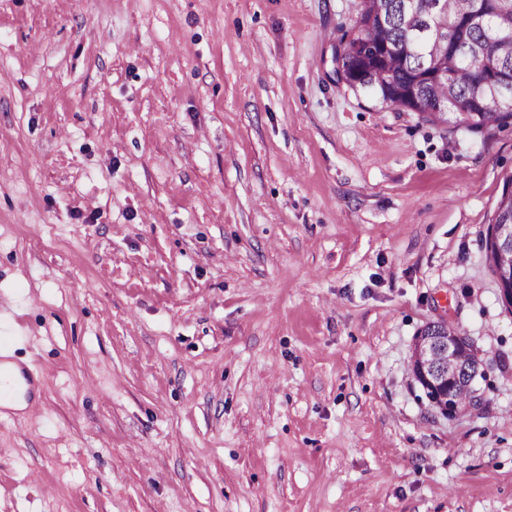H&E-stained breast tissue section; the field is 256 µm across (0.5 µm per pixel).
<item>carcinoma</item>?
Wrapping results in <instances>:
<instances>
[{
  "label": "carcinoma",
  "mask_w": 512,
  "mask_h": 512,
  "mask_svg": "<svg viewBox=\"0 0 512 512\" xmlns=\"http://www.w3.org/2000/svg\"><path fill=\"white\" fill-rule=\"evenodd\" d=\"M476 0H363L359 19L339 38L342 62L349 80L366 86L367 92L397 111H411L406 86L414 82L429 116L438 106L448 108V118L479 130L486 126L512 124V33L498 30L500 12L512 11V0H484L480 15L470 19ZM389 50H384V47ZM377 51L376 68L363 73L360 54ZM455 60L448 78L435 76L441 56ZM485 76L483 96L469 99L470 85L477 72ZM512 224V174L503 179L501 195L491 220ZM485 264H512V246L491 255L483 252ZM460 364L470 370L462 380L448 385L443 393L424 389L436 406L453 412L471 399L477 370L475 361Z\"/></svg>",
  "instance_id": "carcinoma-1"
}]
</instances>
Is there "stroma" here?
Wrapping results in <instances>:
<instances>
[{"label": "stroma", "instance_id": "stroma-1", "mask_svg": "<svg viewBox=\"0 0 512 512\" xmlns=\"http://www.w3.org/2000/svg\"><path fill=\"white\" fill-rule=\"evenodd\" d=\"M361 5L0 0V512H512V126L338 81ZM491 224H495V226L490 239V250H492V242L497 243L498 246L502 241L512 242V174L505 176L503 179L501 195L496 203L493 218L488 226L487 234L482 245L483 251L484 245L488 244L489 241ZM492 255L493 257L491 259L487 251L483 252L485 264L489 267L493 275H495L494 265L512 264V245L501 249L498 254L493 252ZM495 277L499 286V296L502 304L512 310V268L504 270L500 267L496 271ZM444 323L447 327L445 336L440 335V330L438 327L443 328L442 325H428L424 332L430 333V335H434L437 337L424 336L419 335L416 337L414 342V356L419 360V377L422 382L426 386H430L433 388H447L446 392L440 393L436 392L432 389L425 388L419 378L417 370L413 367L412 372L415 376L416 380L421 384L426 398L434 403L439 409L441 405H444L448 408V417L453 416L452 412L460 409L471 399V395L474 392L473 383L475 378L478 376L477 370L473 367L475 361L473 359H465L460 360V364L467 368L470 373L467 374L462 380L458 382H453L458 378L459 375V367L455 364V359L457 355V340L460 336H464L460 329L452 327L454 329L455 334L448 327L447 321L439 322ZM436 349H441L443 356L445 357V361L447 362L444 365V362L440 366L430 367V360L434 357V353ZM448 383H450L448 385ZM443 397V398H442ZM445 398V399H444ZM464 408L457 410L455 414L459 411L461 413Z\"/></svg>", "mask_w": 512, "mask_h": 512}]
</instances>
